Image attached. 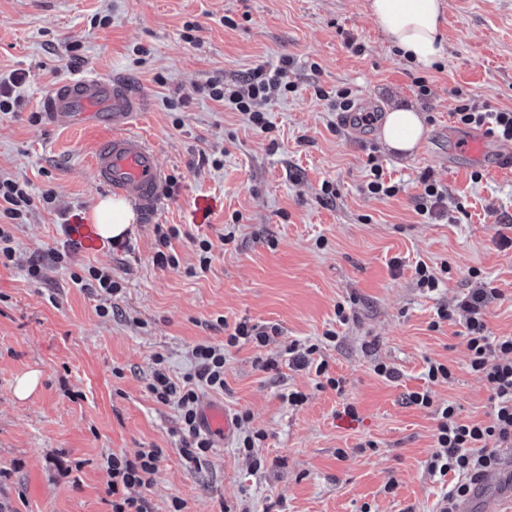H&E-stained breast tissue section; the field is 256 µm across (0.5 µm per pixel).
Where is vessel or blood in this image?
<instances>
[{
	"instance_id": "b4317fda",
	"label": "vessel or blood",
	"mask_w": 512,
	"mask_h": 512,
	"mask_svg": "<svg viewBox=\"0 0 512 512\" xmlns=\"http://www.w3.org/2000/svg\"><path fill=\"white\" fill-rule=\"evenodd\" d=\"M139 100L120 86L93 75H82L57 84L44 99V110L53 124L60 126L105 125L111 136L94 151L93 170L99 183L112 193L126 197L143 214L156 212L163 172L148 143L132 130V119ZM462 159L486 163L497 172L512 168V152L482 131L467 135ZM459 159V160H462ZM459 160L449 159V166ZM204 432L231 440L236 423L223 406L204 401L199 412ZM501 512L499 497L489 495L487 480L475 483L471 500L462 503L459 512Z\"/></svg>"
}]
</instances>
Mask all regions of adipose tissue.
Returning a JSON list of instances; mask_svg holds the SVG:
<instances>
[{"instance_id": "adipose-tissue-1", "label": "adipose tissue", "mask_w": 512, "mask_h": 512, "mask_svg": "<svg viewBox=\"0 0 512 512\" xmlns=\"http://www.w3.org/2000/svg\"><path fill=\"white\" fill-rule=\"evenodd\" d=\"M369 8L388 41L408 62L427 68L443 57L442 0H369ZM423 134L422 115L406 105L393 107L381 130L387 147L403 156L416 148ZM92 219L100 234L111 239L126 234L134 214L124 200L107 198L96 205Z\"/></svg>"}]
</instances>
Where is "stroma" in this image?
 <instances>
[{"mask_svg": "<svg viewBox=\"0 0 512 512\" xmlns=\"http://www.w3.org/2000/svg\"><path fill=\"white\" fill-rule=\"evenodd\" d=\"M367 4L0 0V81L24 76L14 89L20 106L0 113V175L54 197L35 203L14 231L17 263L0 267V512H112L103 457L131 459L143 448L159 449L158 471L130 494L153 512H178V502L179 512H435L453 478L427 471L435 415L409 393L431 389L466 421L491 412L484 381L468 367L463 317L441 323L437 311L466 292L476 270L499 291L487 307L490 331L512 336V247L498 243L500 218L512 216V171L448 168L457 150L452 89L512 108V0H446L447 53L424 70L397 55ZM285 55L295 89L264 105L269 131L209 98L212 82L239 83ZM87 73L140 97L132 129L165 172L158 210L126 233L128 252L80 231L108 195L91 157L109 130L56 127L43 110L52 87ZM338 85L358 103L418 109L425 133L413 153L387 150L380 127L347 130L314 93ZM372 156L402 184L398 195L367 192ZM425 175L448 192L444 215L416 211ZM159 224L181 230L171 242L177 267L152 262ZM202 238L212 251L200 273ZM51 248L66 249L64 261L31 278L28 265ZM420 260L442 269L437 290L418 286ZM91 266L111 268L122 286L105 316L98 297L72 281ZM243 320L281 334L264 347L226 349L224 388L203 396L249 419L229 444L189 463L177 407L146 390L153 358L183 377L196 344L223 343ZM329 329L335 341L324 340ZM290 344L319 345L343 393L290 365ZM270 359L274 368H263ZM379 362L398 379L375 374ZM431 362L448 365L453 382L429 383ZM32 370L38 387L17 398V379ZM293 392L301 404L289 403ZM347 403L356 418L342 415ZM248 435L254 446L241 448Z\"/></svg>", "mask_w": 512, "mask_h": 512, "instance_id": "1", "label": "stroma"}]
</instances>
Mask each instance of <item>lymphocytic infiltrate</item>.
<instances>
[{"label":"lymphocytic infiltrate","instance_id":"1","mask_svg":"<svg viewBox=\"0 0 512 512\" xmlns=\"http://www.w3.org/2000/svg\"><path fill=\"white\" fill-rule=\"evenodd\" d=\"M292 61L281 58L273 68H255L244 84L227 88L214 82L209 86L212 99L224 102L230 109L247 115L260 130H268V121L259 106L276 93L293 91L288 79ZM455 106L453 117L467 126L486 129L501 141H512V109L480 104L460 89H453ZM28 184L12 179H0V266L16 262L13 226L27 219L34 204ZM475 284L453 306L439 309V321L451 320L454 314H463L466 327L468 366L485 382L492 404L489 422L466 421L460 418L454 403L435 404L430 391L409 394L410 404L433 409L437 425L435 446L426 464L431 474L455 475L446 495L444 512H457L458 505L469 498L474 482L499 470L501 449L512 447V336L492 335L487 319L488 303L497 294L496 288L481 280L478 271H471ZM275 325L238 322L228 334L225 345L208 342L196 344L192 350L195 367L182 380L171 377L163 356H155L154 368L146 385L148 393L159 403H176L180 410L184 455L199 461L212 448L213 443L198 423L200 393L202 390H220L224 387V349L243 342L262 347L278 336ZM160 451L143 448L134 458L116 454L105 457L104 466L110 477L109 492L112 512H152L149 502L142 497L128 496L132 487H147L158 470Z\"/></svg>","mask_w":512,"mask_h":512}]
</instances>
